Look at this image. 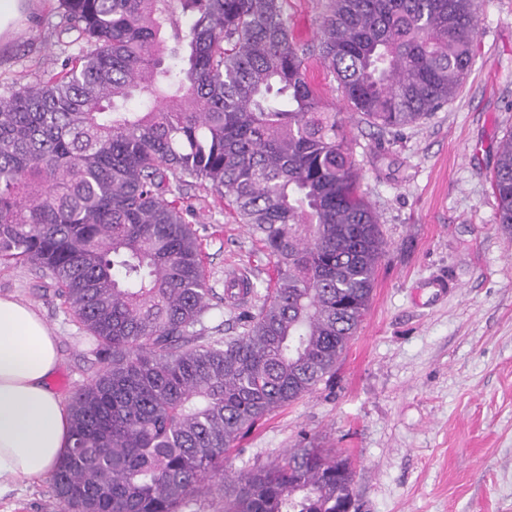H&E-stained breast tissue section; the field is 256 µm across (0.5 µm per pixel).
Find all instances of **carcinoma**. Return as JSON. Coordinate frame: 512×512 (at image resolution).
Listing matches in <instances>:
<instances>
[{"mask_svg": "<svg viewBox=\"0 0 512 512\" xmlns=\"http://www.w3.org/2000/svg\"><path fill=\"white\" fill-rule=\"evenodd\" d=\"M62 69L0 96V260L34 265L96 338L100 369L70 399L53 469L63 512H183L224 454L336 373L386 254L316 55L380 131L462 87L476 0H328L311 48L284 0H47ZM141 99L132 110L128 103ZM227 200L274 258L262 303L222 336L179 200ZM512 234V131L491 176ZM348 456L314 445L224 487L222 512H358Z\"/></svg>", "mask_w": 512, "mask_h": 512, "instance_id": "1", "label": "carcinoma"}]
</instances>
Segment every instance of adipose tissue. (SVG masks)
Wrapping results in <instances>:
<instances>
[{
  "label": "adipose tissue",
  "instance_id": "ef3b65f1",
  "mask_svg": "<svg viewBox=\"0 0 512 512\" xmlns=\"http://www.w3.org/2000/svg\"><path fill=\"white\" fill-rule=\"evenodd\" d=\"M60 362L37 311L0 296V497L52 471L72 444L69 410L49 387Z\"/></svg>",
  "mask_w": 512,
  "mask_h": 512
}]
</instances>
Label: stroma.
Wrapping results in <instances>:
<instances>
[{"instance_id":"obj_1","label":"stroma","mask_w":512,"mask_h":512,"mask_svg":"<svg viewBox=\"0 0 512 512\" xmlns=\"http://www.w3.org/2000/svg\"><path fill=\"white\" fill-rule=\"evenodd\" d=\"M326 0H286L292 38L318 41ZM477 54L459 93L419 123L388 133L348 110L338 82L317 84L342 112L361 188L387 253L367 317L330 382L267 417L224 460V476L186 512H218L223 480L280 460L300 440L342 448L355 466L359 512H512V235L490 187L512 131V0H479ZM57 15L31 0L0 34V96L60 70ZM197 229L207 284L229 273L264 291L273 260L217 193L182 199ZM0 294L32 305L54 332L62 399L98 366L93 339L31 265L0 264ZM0 512H59L49 477L24 481Z\"/></svg>"}]
</instances>
